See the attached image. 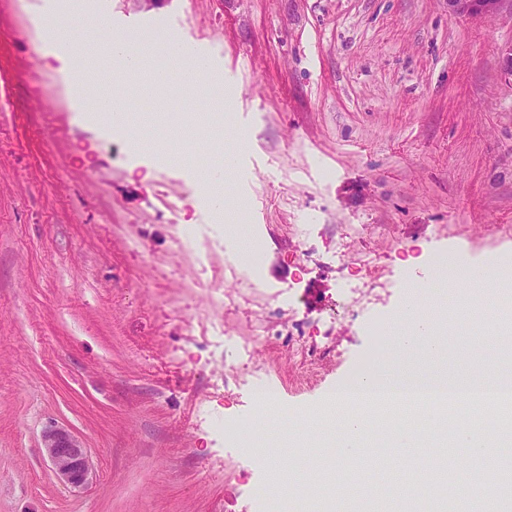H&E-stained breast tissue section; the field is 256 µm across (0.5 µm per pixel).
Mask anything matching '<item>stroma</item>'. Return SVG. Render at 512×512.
<instances>
[{"mask_svg":"<svg viewBox=\"0 0 512 512\" xmlns=\"http://www.w3.org/2000/svg\"><path fill=\"white\" fill-rule=\"evenodd\" d=\"M94 4L130 35L173 29L202 50L250 138L220 128L195 150L201 121L176 99L160 118L134 107L126 138L83 121L39 27L52 0H0V512H252L259 472L225 423L256 417L263 389L285 422L322 408L440 250L512 259V12ZM202 168L244 200L259 266ZM53 425L88 448L89 488L47 466Z\"/></svg>","mask_w":512,"mask_h":512,"instance_id":"1","label":"stroma"}]
</instances>
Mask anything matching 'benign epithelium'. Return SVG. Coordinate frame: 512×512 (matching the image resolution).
<instances>
[{"label":"benign epithelium","mask_w":512,"mask_h":512,"mask_svg":"<svg viewBox=\"0 0 512 512\" xmlns=\"http://www.w3.org/2000/svg\"><path fill=\"white\" fill-rule=\"evenodd\" d=\"M448 12L459 17L496 18L508 0H446ZM44 455L63 483L86 488L92 483V464L82 440L64 427H51L42 435Z\"/></svg>","instance_id":"1"}]
</instances>
